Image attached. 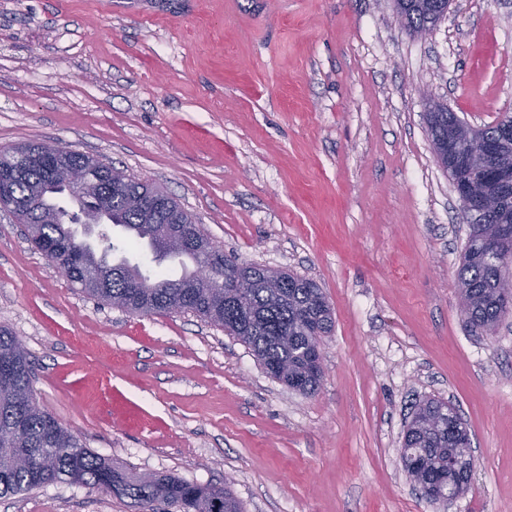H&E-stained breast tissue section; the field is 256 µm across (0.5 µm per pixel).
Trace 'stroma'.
Masks as SVG:
<instances>
[{
    "instance_id": "obj_1",
    "label": "stroma",
    "mask_w": 512,
    "mask_h": 512,
    "mask_svg": "<svg viewBox=\"0 0 512 512\" xmlns=\"http://www.w3.org/2000/svg\"><path fill=\"white\" fill-rule=\"evenodd\" d=\"M512 114V0H452L430 36L393 0H0V147L98 157L173 197L239 261L321 288L312 395L190 312L83 293L0 212V326L39 407L132 473L228 483L243 512H512V316L474 333L468 226L427 123ZM451 400L475 448L445 504L400 461L412 406ZM0 512H139L57 483Z\"/></svg>"
}]
</instances>
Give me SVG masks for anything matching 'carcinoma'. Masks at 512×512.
<instances>
[{
  "instance_id": "obj_1",
  "label": "carcinoma",
  "mask_w": 512,
  "mask_h": 512,
  "mask_svg": "<svg viewBox=\"0 0 512 512\" xmlns=\"http://www.w3.org/2000/svg\"><path fill=\"white\" fill-rule=\"evenodd\" d=\"M429 0H395L397 13L412 24L421 25L430 17ZM505 120L477 130L493 139L505 138L502 146L505 169L494 188L500 205L488 210L480 224L468 225L469 233L457 271L461 314L469 325L491 332L509 313L501 304L500 292L509 282L512 249L489 261L484 256V234L495 224L512 225V134L504 136ZM47 174L31 166L18 181L15 193L27 199L37 187L42 197L22 213L23 221L41 224L42 236L55 245L46 254L53 266L66 264L80 254L89 257L87 266L71 268L73 281L89 277L102 287L86 294L116 307L129 305L143 314H167L171 302L180 300L186 310L205 321L219 318L228 334L245 343L263 367L274 369L272 377L286 385L296 383L301 393H315L321 376L307 369L310 337L331 333V308L312 281L281 271L280 286L269 288L265 273L251 277L249 286L230 299L224 295V264H219L207 288H182L193 267L176 276L163 267L175 259L203 260L195 252L166 250L163 234L174 214L161 213L155 224L143 223L141 213L129 207L125 194L112 189V177L98 176L97 193L76 194L67 208L60 207V186H46ZM144 246L154 255L155 266L144 275L122 257L125 251ZM10 363L9 385H0V498L58 482L91 486L134 500L141 512H157V505L178 512H241L228 486L197 485L161 474H131L86 448L52 415L42 410L34 395L33 367L24 347L13 332L0 326V360ZM458 438L457 425L445 419L417 448L413 455L425 459L423 479L448 481V451Z\"/></svg>"
}]
</instances>
